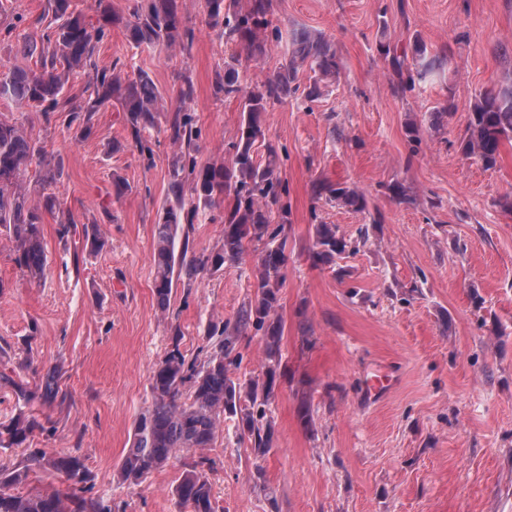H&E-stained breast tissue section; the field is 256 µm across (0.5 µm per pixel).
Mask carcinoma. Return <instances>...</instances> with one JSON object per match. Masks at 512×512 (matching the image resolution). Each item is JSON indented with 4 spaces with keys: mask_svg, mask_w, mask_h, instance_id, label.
<instances>
[{
    "mask_svg": "<svg viewBox=\"0 0 512 512\" xmlns=\"http://www.w3.org/2000/svg\"><path fill=\"white\" fill-rule=\"evenodd\" d=\"M98 26L72 10L71 0H49L51 21L37 20L35 30L23 38L21 50L36 57L37 68L16 67L0 76V98L25 103L38 111L71 112L90 127L93 115L117 103L125 114L134 140L157 125L165 97L150 75L141 70L134 76H120L97 69L96 44L109 26L120 22L108 0H95ZM209 23L224 32V38L249 58L266 55L265 32L272 0H206ZM134 20L126 24L128 36L136 45L175 46L184 44L191 31L184 25L178 0H138ZM290 57L277 72L260 83L244 87L239 80L238 58L224 62V71L216 75V89L227 96L242 95V132L228 163H197L198 134L195 119L186 109L194 95L192 81L185 77L176 90L179 107L168 127L171 144L178 148L169 166L172 197L162 206L154 225L151 256L153 292L158 307L167 311L175 288V279L188 282L218 271L226 264L243 260L248 245L263 248L255 266L253 297L239 312L234 323L211 327V351L204 358L188 359L174 348L152 371V404L136 419L131 448L123 456L119 469L125 481L139 482L168 464L176 453L190 455L173 495L188 512H215L212 488L207 474L209 459L199 450L212 447L218 425L226 416L238 420L241 429L254 441V452L264 455L274 440V420L270 406L274 385L282 366L283 327L276 315L279 292L288 264V204L279 175L278 154L269 146L265 159L257 160L255 146L265 140L263 114L269 105L297 89L298 67L307 63L315 74L308 87L310 98L320 95V84L339 74V62L330 44L320 35L300 30L290 38ZM382 54L390 58L398 86L410 88L423 82L448 64L444 52L427 53L420 45L411 52L397 51L380 44ZM92 70L94 78L77 94L67 93L71 75ZM512 139V77L486 88L476 96L466 135L464 151L496 166L500 147ZM58 178L55 156L48 153L39 138L13 119L0 113V233L12 243L15 263L31 282L45 276L48 255L43 233L46 217L59 224L65 237L76 224L74 214L53 192ZM316 197L335 200L354 211L367 207L366 197L354 188L333 186L321 181ZM224 204V243L208 255H188L189 238L178 242V231L192 224L199 208ZM83 234L90 251L97 252L106 239L97 225H84ZM368 230L351 241L339 235L334 224L315 226V241L309 259L316 267L328 268L337 275L343 269L336 259L358 250L366 242ZM262 333L265 362L261 381L246 385L229 377V366L238 357L239 339L250 331ZM57 368L47 370L37 390L0 372V382L14 387L17 400L27 405L35 399L53 403L60 393ZM189 391L182 400L183 390ZM44 426L34 416L19 412L0 424V447L19 448L36 430ZM44 466L63 473L71 484L66 490L37 491L28 495L11 492L28 478V470H0V512H109L98 498L83 495L82 484L89 473L79 455L48 457L39 453Z\"/></svg>",
    "mask_w": 512,
    "mask_h": 512,
    "instance_id": "carcinoma-1",
    "label": "carcinoma"
}]
</instances>
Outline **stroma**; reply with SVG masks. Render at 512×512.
Instances as JSON below:
<instances>
[{"instance_id": "stroma-1", "label": "stroma", "mask_w": 512, "mask_h": 512, "mask_svg": "<svg viewBox=\"0 0 512 512\" xmlns=\"http://www.w3.org/2000/svg\"><path fill=\"white\" fill-rule=\"evenodd\" d=\"M0 3V29L15 26L0 39V74L34 67L20 47L47 0ZM179 10L189 45L138 47L120 24L96 47L98 67L146 71L168 94L141 142L116 105L96 112L85 133L68 113L0 101V112L32 127L60 160L55 193L107 240L88 254L82 232L60 240L46 219L48 266L33 284L0 236V347L29 387L60 367L64 395L30 404L48 431L0 447V467L31 468L22 494L68 485L34 452L76 453L89 495L112 512H183L171 493L183 456L140 484L123 482L117 468L137 415L152 403V369L174 349L206 353L209 323L234 322L248 302L258 254L178 287L169 312L159 310L150 256L175 152L171 92L190 77L199 164L229 161L240 134V97L215 87L236 47L209 25L205 0H179ZM269 19L282 36L269 39L265 56L242 59L243 85L284 63L294 28L332 45L340 75L311 100L303 89L312 72L300 67V92L265 114L266 144L256 154L277 150L289 210L275 436L260 456L237 421H222L204 451L217 512H512V211L500 204L512 192V141L491 169L462 149L476 95L512 73V0H272ZM384 42L447 49L446 70L402 90ZM117 176L126 182L120 194ZM322 180L363 192L366 211L316 199ZM396 182L408 201L391 195ZM319 224L351 239L369 232L340 259L343 279L308 258ZM187 232L196 254L219 250L223 208L202 210Z\"/></svg>"}]
</instances>
